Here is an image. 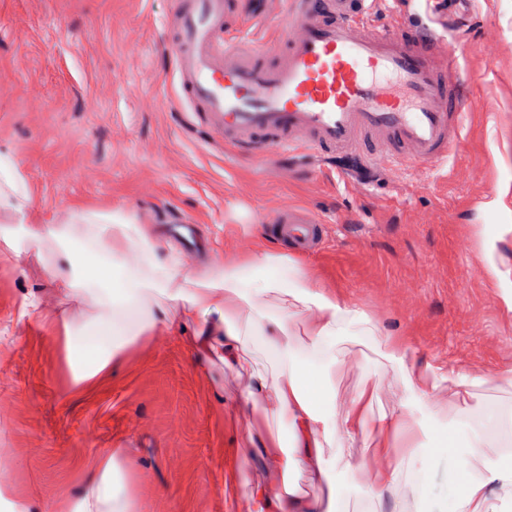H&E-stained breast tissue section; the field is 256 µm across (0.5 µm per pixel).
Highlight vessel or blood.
I'll return each instance as SVG.
<instances>
[{"label":"vessel or blood","instance_id":"1","mask_svg":"<svg viewBox=\"0 0 512 512\" xmlns=\"http://www.w3.org/2000/svg\"><path fill=\"white\" fill-rule=\"evenodd\" d=\"M417 20L375 0H287L276 42L225 34L229 0H178L172 58L184 98L213 135L263 157L304 151L310 165L354 156L428 169L460 142L466 110L461 54L437 29L443 0H418ZM268 234L301 252L323 240L321 217L286 204Z\"/></svg>","mask_w":512,"mask_h":512}]
</instances>
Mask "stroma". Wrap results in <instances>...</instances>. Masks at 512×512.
<instances>
[{"mask_svg":"<svg viewBox=\"0 0 512 512\" xmlns=\"http://www.w3.org/2000/svg\"><path fill=\"white\" fill-rule=\"evenodd\" d=\"M176 0H0V156L55 224L122 213L145 229L158 262L203 272L229 257H292L329 291L364 311L417 368L480 376L512 372V0H448L445 25L463 51L469 106L447 162H393L344 174L310 170L302 154H235L193 128L169 41ZM278 23L235 0L228 34L273 43ZM326 221L322 249L292 254L260 233L280 204ZM200 227L212 255H185L163 225ZM0 242V471L11 498L58 512L97 458L123 451L124 493L138 512H248L265 480L261 441L287 437L273 400L246 402L248 374L218 357L198 364L182 323L136 338L85 390L72 383L66 327L95 312L71 306L42 254ZM40 312L22 315L25 296ZM422 426L431 470L417 500L369 499L359 474L337 472L342 512H449L462 476L431 433L426 400L380 392Z\"/></svg>","mask_w":512,"mask_h":512,"instance_id":"obj_1","label":"stroma"}]
</instances>
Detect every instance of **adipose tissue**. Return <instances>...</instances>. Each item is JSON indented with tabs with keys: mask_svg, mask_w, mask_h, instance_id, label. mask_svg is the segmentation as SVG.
I'll return each instance as SVG.
<instances>
[{
	"mask_svg": "<svg viewBox=\"0 0 512 512\" xmlns=\"http://www.w3.org/2000/svg\"><path fill=\"white\" fill-rule=\"evenodd\" d=\"M91 231L98 245L92 263L101 283L94 295L98 313L82 333H69V342L85 336L95 356L86 361L70 354L72 380L81 386L110 370L116 354L135 337L153 331L161 317L190 306L203 325L191 338L194 360L208 357L214 339L224 343V362L239 364L246 341L256 343L271 369L247 393L256 402L275 397L280 413L288 417L287 442L263 446L259 460L276 486L258 485L249 497V512H337L341 490L329 501L306 497L287 482L291 472H307L332 484L340 468L356 467L371 493L394 488L408 494L412 486L405 469L416 468L426 480L427 467L416 453L419 423L404 413H373L374 390L363 391L347 407L315 380L317 371L343 372L351 360L344 348L349 337H365L366 348L380 377L392 394L432 389L431 419L451 415L455 425H468L465 436H441L439 446L456 457L466 479L453 512H512V455H493V448L512 437V412L486 409L473 417L467 400L474 388L486 384L483 376L437 370L416 372L404 365V354L380 337L373 319L323 289L311 273L284 256L265 255L249 262L227 260L205 276L182 275L169 266L152 263L148 275L130 274L119 292H112L111 254L120 249L152 255L149 236L124 215L98 216ZM396 437L399 451L393 462L380 455L358 461L356 441L384 445ZM114 453L103 454L94 475L85 479L65 504V512H129L122 497Z\"/></svg>",
	"mask_w": 512,
	"mask_h": 512,
	"instance_id": "ef3b65f1",
	"label": "adipose tissue"
}]
</instances>
